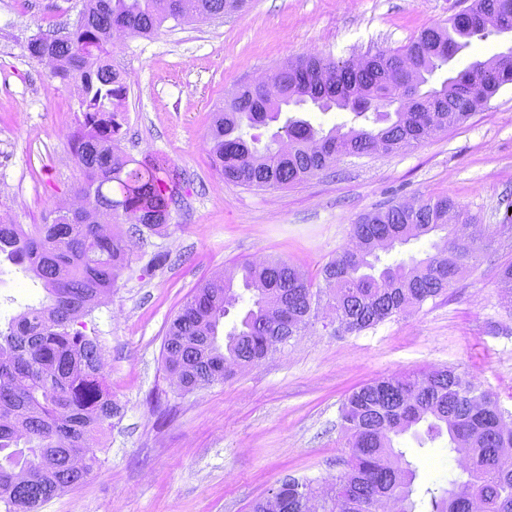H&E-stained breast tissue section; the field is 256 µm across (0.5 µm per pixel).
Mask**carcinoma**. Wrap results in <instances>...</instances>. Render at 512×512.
<instances>
[{
  "label": "carcinoma",
  "instance_id": "cac0c4a2",
  "mask_svg": "<svg viewBox=\"0 0 512 512\" xmlns=\"http://www.w3.org/2000/svg\"><path fill=\"white\" fill-rule=\"evenodd\" d=\"M242 7V0H84L82 23L64 39L39 35L27 44L29 55L49 51L62 60L54 76L80 81L75 126L67 137L84 172V208L60 209L49 224L28 233L19 224H0V263L31 274L46 292L45 301L27 307L0 328V512H37L61 491L75 487L101 466L93 434L112 429L121 407L103 370L97 337L79 321L92 311L101 292L112 293L126 267L122 235L102 234L92 223L97 212L128 221L137 231H161L169 217V198L155 170L166 165L130 167L118 143L126 123L128 88L112 64L116 27L139 36L154 34L169 18L176 21ZM471 23L427 28L409 44L380 51L355 64L308 55L279 69L288 80L281 104L270 108L250 86L214 115L210 153L227 182L250 189H279L299 184L335 165L344 155L389 154L409 148L471 116L455 111L463 93L490 98L512 84V48L474 61L429 85L436 70L450 63L473 40L503 34L502 18L512 20V0H472ZM411 69L407 96L386 81L398 63ZM310 103L320 111L334 107L361 117L376 113L374 128H336L323 132L311 121L283 114ZM266 127L264 146L245 129ZM120 197L112 195V183ZM477 218L452 199L429 197L413 208L391 205L362 214L352 225L355 248H345L309 277L285 261H245L222 279H210L190 296L170 321L163 340L166 372L182 391L233 376L224 366L253 365L294 339L317 317L322 301L336 313V332L359 333L421 306L445 293L456 276L492 247L502 228L479 237L460 230ZM443 231L435 253L379 266L378 245L397 244ZM251 293V307L218 340L219 328L242 295L236 274ZM500 299L512 309V261L500 266ZM340 421L349 448L346 469L319 492L306 475L284 478L276 492L286 512H298L306 495L331 500L326 512H415L411 499L416 470L395 448V438L419 425L436 439L448 436V455L467 446V459L448 486L428 488L429 512H512V411L496 394L479 388L455 367L434 368L364 383L347 396Z\"/></svg>",
  "mask_w": 512,
  "mask_h": 512
}]
</instances>
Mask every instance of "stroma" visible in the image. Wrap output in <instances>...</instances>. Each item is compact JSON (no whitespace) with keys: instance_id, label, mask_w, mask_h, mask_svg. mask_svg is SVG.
Segmentation results:
<instances>
[{"instance_id":"stroma-1","label":"stroma","mask_w":512,"mask_h":512,"mask_svg":"<svg viewBox=\"0 0 512 512\" xmlns=\"http://www.w3.org/2000/svg\"><path fill=\"white\" fill-rule=\"evenodd\" d=\"M472 0H249L244 10L164 22L149 38L125 34L114 62L128 75L120 149L134 165L166 158L171 197L161 233H134L133 251L107 303L85 316L122 411L97 445L102 465L40 512H251L287 475L319 485L342 471L339 408L371 379L454 366L512 410V312L496 294L504 250L464 269L442 296L358 334H340L328 307L306 331L259 365L182 394L164 369L170 319L206 280L244 260L282 259L308 275L351 243L361 215L450 196L480 230L504 223L512 203V84L464 123L389 155L341 158L287 188L225 182L212 163V115L240 87L316 54L335 61L408 44L447 26ZM83 0H0V197L8 223L33 229L84 181L66 137L79 84L52 75L27 42L65 35ZM512 33L460 51L449 70L507 51ZM44 296L40 284L0 267V325ZM418 470L415 497L447 478L446 438H396Z\"/></svg>"}]
</instances>
